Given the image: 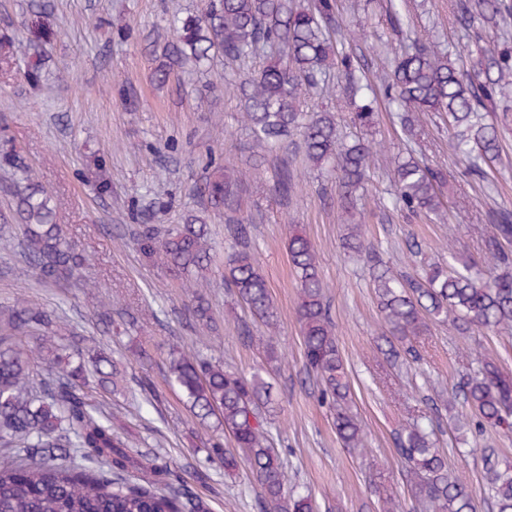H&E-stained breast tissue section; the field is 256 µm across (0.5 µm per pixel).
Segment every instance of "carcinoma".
<instances>
[{
  "label": "carcinoma",
  "mask_w": 512,
  "mask_h": 512,
  "mask_svg": "<svg viewBox=\"0 0 512 512\" xmlns=\"http://www.w3.org/2000/svg\"><path fill=\"white\" fill-rule=\"evenodd\" d=\"M463 26L496 27L512 13L507 0H456ZM170 37L153 49L151 78L165 86L188 61L198 65L221 56L230 62L265 59L245 79L243 123L254 142L272 151L284 147L297 130L312 167L336 175L341 207L363 185L378 162L372 142L358 135L341 140L337 113L305 111L308 99L339 73L346 81L357 111L350 122L369 129L374 88L363 75L353 50L336 45L345 21L336 0H204L195 14L173 17ZM512 50L492 44L484 48L480 69L469 74L432 40H418L395 65L378 75L387 98L396 104L397 119L412 139L421 119L441 115L453 131L452 149L477 176L499 158L498 127L482 113L498 112L512 101ZM0 167L7 179L0 189L10 200L20 231L24 259L41 282L83 288L95 284L81 278L85 258L62 225L55 200L33 175V169L9 142L0 146ZM393 206L414 215L440 217V190L447 174L414 157L395 161ZM250 180L213 160L196 186L200 207L184 223L160 228L143 224L136 233L141 254L154 265L183 274L187 310L197 322H210L205 299L214 255L207 218L224 215L231 252L224 259V285L245 306L252 320L271 324L277 312L249 238L242 213ZM296 190V177L281 159L269 193L280 203ZM494 231L485 243L484 268L451 255L448 265L432 264L421 276L394 274L382 258L366 253L374 279L379 311L389 335L377 350L391 367L420 359L417 343L436 321L454 314L455 329L495 330L512 327V214L489 215ZM345 244L354 253L366 249L362 225H346ZM288 254L299 287L297 307L305 365L319 387L321 399L333 411L336 435L345 448L363 450L365 432L351 410L353 391L340 353L325 295L317 252L301 232L288 237ZM63 321L54 311L18 301L0 311V512H209L207 503L174 487V472L157 456L130 448L121 425L98 415L88 402L94 388L106 387L105 356L92 371L72 367L57 342ZM34 336V345L23 340ZM165 380L185 400L190 412L205 424L214 417L206 460L219 459L227 472L245 468L259 487L258 512H316L308 494L288 486L281 454L266 409L270 383L257 371L247 377L203 355L194 345L171 350ZM471 407L484 425L512 430V378L498 360L486 353L468 356L466 373L448 397ZM423 413L395 431L394 441L408 469L409 482L429 512H476L472 493L448 461L434 448L433 414ZM232 440L228 448L221 434ZM485 484L496 512H512V462L497 449H480Z\"/></svg>",
  "instance_id": "1"
}]
</instances>
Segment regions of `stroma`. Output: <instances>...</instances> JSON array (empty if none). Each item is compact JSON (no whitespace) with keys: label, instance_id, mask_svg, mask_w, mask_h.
Wrapping results in <instances>:
<instances>
[{"label":"stroma","instance_id":"1","mask_svg":"<svg viewBox=\"0 0 512 512\" xmlns=\"http://www.w3.org/2000/svg\"><path fill=\"white\" fill-rule=\"evenodd\" d=\"M338 2L349 27H367L355 52L371 72L386 69L410 39L428 36L442 48L466 50L468 69L479 66L482 43L460 26L455 0ZM41 4L47 7L43 22L51 35L33 43L29 28ZM200 6V0H0V36H13L18 54L11 72L0 74V125L54 194L60 223L87 258L81 275L93 282L85 290L42 285L18 246L0 248V308L24 299L55 311L76 337L86 338L87 349L113 361L120 372L117 390H95L91 403L122 423L134 450L170 461L177 488L201 497L210 512H257V488L244 471L228 474L217 462L210 480L194 478L201 454L189 430L196 421L165 381L167 353L173 346L193 344L249 375L263 363L266 340L280 356L281 369L271 377L277 399L273 435L291 484L341 512H378L375 481L382 477L397 493L398 512H425L406 483L394 432L426 401L447 400L465 372V354L475 347L496 356L502 371L512 376V332L460 334L437 323L420 341L418 364L383 367L375 344L387 328L368 265L344 248V226L362 225L368 248L398 274H419L427 264L448 263L454 253L482 261L493 232L489 211H512V118L504 122L499 114L490 116L498 124L501 160L484 179L470 175L454 156L450 133L439 120L424 125L415 155L448 175L439 220L408 215L391 203L385 163L404 153L405 143L385 98L377 99L376 124L367 132L379 143L383 163L370 171L350 213L341 209L333 176L310 167L299 136L289 137L287 155L298 179L288 204L259 189L245 198L253 249L278 318L272 325L254 324L257 343L243 345L238 327L245 314L224 286L222 263H215L210 275L207 295L215 324L209 327L189 320L181 276L146 261L135 240L139 223H182L197 205L194 188L208 160L247 175L253 171L237 89L246 71L218 57L204 74H180L162 89L150 82L152 47L166 39V18ZM394 12L402 30L393 37L388 23ZM120 28L126 38L117 37ZM34 66L41 72L35 87L27 79ZM121 81L137 92L134 109L119 99ZM294 229L320 255L334 332L348 364L353 410L367 433L361 453L341 446L329 409L307 374L287 249ZM410 241L418 244V256L408 253ZM105 306L112 312L108 325L99 318ZM127 307L141 327L134 340L123 332L121 313ZM142 349L148 359L139 357ZM145 374L160 395L153 404L138 385ZM433 442L469 486L477 512H492L479 451L495 448L512 460V432L480 427L475 413L460 403L441 413Z\"/></svg>","mask_w":512,"mask_h":512}]
</instances>
